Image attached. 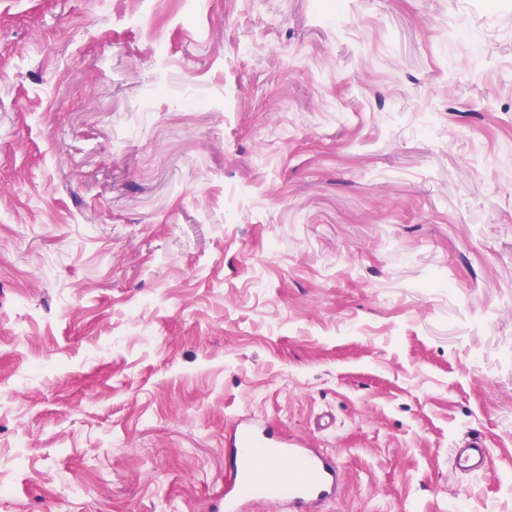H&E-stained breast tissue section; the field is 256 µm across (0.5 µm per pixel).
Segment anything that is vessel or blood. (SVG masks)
<instances>
[{
  "mask_svg": "<svg viewBox=\"0 0 512 512\" xmlns=\"http://www.w3.org/2000/svg\"><path fill=\"white\" fill-rule=\"evenodd\" d=\"M235 461L232 486L224 493V512H240L243 504L262 498L288 512H317L318 506L335 496L339 469L332 457L310 448L305 439L286 438L271 426L238 421L226 448ZM455 469L482 471L487 462L485 440L472 434L454 449Z\"/></svg>",
  "mask_w": 512,
  "mask_h": 512,
  "instance_id": "obj_1",
  "label": "vessel or blood"
}]
</instances>
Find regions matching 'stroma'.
Masks as SVG:
<instances>
[{
  "instance_id": "1",
  "label": "stroma",
  "mask_w": 512,
  "mask_h": 512,
  "mask_svg": "<svg viewBox=\"0 0 512 512\" xmlns=\"http://www.w3.org/2000/svg\"><path fill=\"white\" fill-rule=\"evenodd\" d=\"M0 258V512H512V0H0ZM225 447L235 465L234 483L225 491L223 504L221 500L225 512H239L255 497L275 508L287 503L289 512H317L336 495V461L308 448L305 439L286 438L264 423L239 420ZM455 469L465 472L482 471L487 462V449L481 434H471L452 454Z\"/></svg>"
}]
</instances>
